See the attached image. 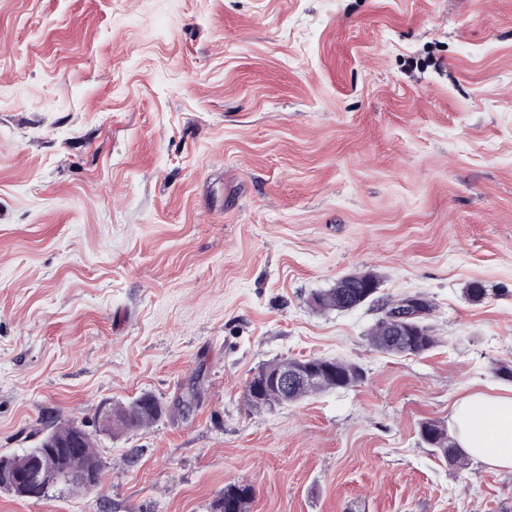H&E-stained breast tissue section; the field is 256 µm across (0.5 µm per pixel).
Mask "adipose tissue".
Returning a JSON list of instances; mask_svg holds the SVG:
<instances>
[{
    "label": "adipose tissue",
    "mask_w": 512,
    "mask_h": 512,
    "mask_svg": "<svg viewBox=\"0 0 512 512\" xmlns=\"http://www.w3.org/2000/svg\"><path fill=\"white\" fill-rule=\"evenodd\" d=\"M449 427L471 460L512 471V395L474 391L453 407Z\"/></svg>",
    "instance_id": "1"
}]
</instances>
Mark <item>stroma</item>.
Listing matches in <instances>:
<instances>
[{
    "label": "stroma",
    "mask_w": 512,
    "mask_h": 512,
    "mask_svg": "<svg viewBox=\"0 0 512 512\" xmlns=\"http://www.w3.org/2000/svg\"><path fill=\"white\" fill-rule=\"evenodd\" d=\"M368 271L375 302L311 306ZM413 295L434 347L372 348ZM280 358L361 379L248 408ZM504 365L512 0H0V456L167 409L97 436L98 490L0 512H512L511 472L419 434ZM139 399L138 408H129L128 403L112 406L104 404L98 413V424L104 429H112V414L115 427L110 431L99 429L103 433H120L130 430H139L154 423L163 413L164 408L153 396L144 394ZM252 498V489L245 485H230L224 488V496L217 501L214 511L225 512L230 505L233 512H247Z\"/></svg>",
    "instance_id": "obj_1"
}]
</instances>
